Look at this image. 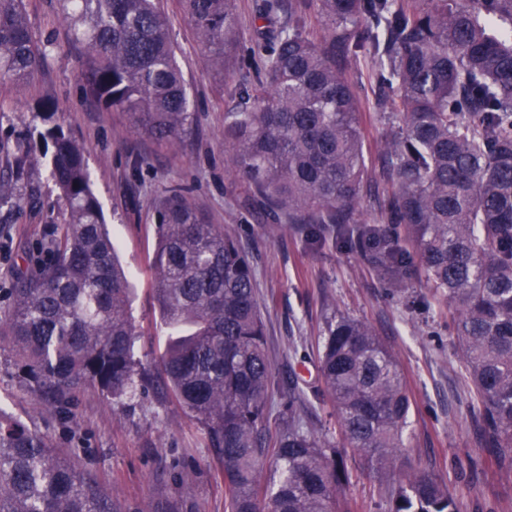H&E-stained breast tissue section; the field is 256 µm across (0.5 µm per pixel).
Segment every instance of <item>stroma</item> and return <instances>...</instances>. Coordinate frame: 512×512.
<instances>
[{"label":"stroma","mask_w":512,"mask_h":512,"mask_svg":"<svg viewBox=\"0 0 512 512\" xmlns=\"http://www.w3.org/2000/svg\"><path fill=\"white\" fill-rule=\"evenodd\" d=\"M23 7L43 61L32 82H0V144L9 147L0 153V174L18 178L34 201L0 212V317L10 311L4 288L14 276L34 274L49 261L64 219L50 159L37 149L43 126L39 107L47 102L84 147L93 189L136 290V358L147 377L134 396L118 403L99 389L86 390L63 422L36 410L11 354L0 351V406L123 498L148 501L162 483L198 512H225L215 451L201 426L168 394L155 367L164 338L152 291V206L167 191L187 188L211 222L240 242L255 269L266 351L278 381L270 425H277L291 404L320 439L336 441L335 415L320 397L318 336L337 312L367 321L397 355L414 407L394 475L380 478L360 457L348 456L347 497L360 512H387L400 480L426 472L445 482L462 512H512V474L498 472L479 449L464 359L429 302L425 280L392 292L355 252L336 248L331 225H322L316 237L301 224L284 231L264 223L247 203L250 187L227 171L224 114L239 102L234 85L252 78V71L238 64L233 73L217 77L179 0H161L197 112L191 141L174 153L140 138L124 113L105 111L85 97L86 48L62 22L57 0H24ZM134 158L140 162L136 171L129 165ZM187 466L195 476L184 483L180 474Z\"/></svg>","instance_id":"1"}]
</instances>
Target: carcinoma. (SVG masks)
Here are the masks:
<instances>
[{"mask_svg": "<svg viewBox=\"0 0 512 512\" xmlns=\"http://www.w3.org/2000/svg\"><path fill=\"white\" fill-rule=\"evenodd\" d=\"M328 22L310 34L308 4ZM88 51L85 93L125 113L141 135L177 151L195 108L157 0H58ZM220 79L243 49L233 0H181ZM263 56L241 104L224 113L230 173L276 224H334L396 291L418 276L448 314L472 383L479 442L512 474V0H262ZM373 63L362 101L344 65ZM41 64L23 0H0V80L28 82ZM400 119L379 151L391 178L381 221L361 218L372 191L361 113ZM51 176L67 212L52 260L15 277L0 319L7 351L39 408L64 413L88 386L119 402L141 378L132 285L92 188L84 148L52 122ZM0 177V209L20 206ZM155 294L166 329L158 366L201 424L222 466L229 512H357L339 494L344 457L394 471L413 402L396 356L366 322L343 314L323 330L320 371L339 445L288 418L269 436L275 390L254 272L240 245L191 195L153 204ZM416 247L411 257L408 246ZM0 512H193L166 494L146 506L100 488L44 436L0 410ZM389 512H460L448 487L418 473Z\"/></svg>", "mask_w": 512, "mask_h": 512, "instance_id": "1", "label": "carcinoma"}]
</instances>
